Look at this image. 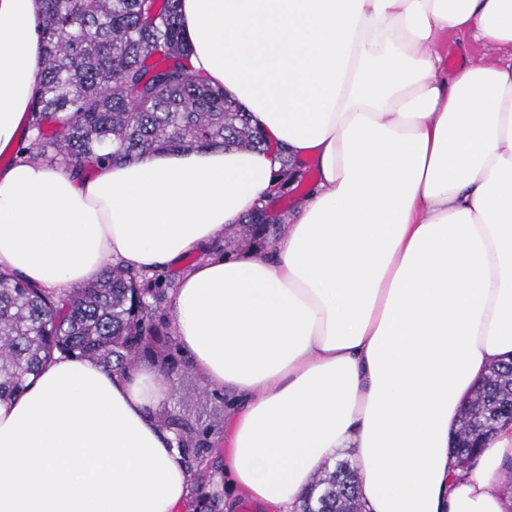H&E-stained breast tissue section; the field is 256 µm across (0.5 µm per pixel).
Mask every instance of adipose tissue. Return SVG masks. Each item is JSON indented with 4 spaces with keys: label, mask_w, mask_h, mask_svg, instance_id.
I'll use <instances>...</instances> for the list:
<instances>
[{
    "label": "adipose tissue",
    "mask_w": 512,
    "mask_h": 512,
    "mask_svg": "<svg viewBox=\"0 0 512 512\" xmlns=\"http://www.w3.org/2000/svg\"><path fill=\"white\" fill-rule=\"evenodd\" d=\"M42 0H0V153L43 79ZM197 73L318 181L266 255L215 254L174 290L175 335L236 411L232 488L297 512L352 449L366 512H507L512 425L450 454L512 358V59L449 67L448 31L512 50V0H180ZM274 150H160L94 176L0 167V269L45 289L155 270L266 200ZM170 381L56 358L0 404V512H173L190 494L150 407ZM476 401H481L486 412L488 407L499 410L503 415H507L509 409L512 412V359L488 368L462 405L466 407V415L474 416L479 412Z\"/></svg>",
    "instance_id": "adipose-tissue-1"
}]
</instances>
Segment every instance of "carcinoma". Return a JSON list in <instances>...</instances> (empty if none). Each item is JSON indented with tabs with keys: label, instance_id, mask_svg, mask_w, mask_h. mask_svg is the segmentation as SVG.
Returning a JSON list of instances; mask_svg holds the SVG:
<instances>
[{
	"label": "carcinoma",
	"instance_id": "1",
	"mask_svg": "<svg viewBox=\"0 0 512 512\" xmlns=\"http://www.w3.org/2000/svg\"><path fill=\"white\" fill-rule=\"evenodd\" d=\"M180 0H44L41 21L43 81L31 106V156L59 167L94 168L159 150L183 147L253 150L270 147L242 106L195 73L182 29ZM279 220L256 208L241 222L240 242L281 236ZM144 274L108 264L82 288L54 294L0 270V401L24 392L55 356L88 358L106 370L132 369L142 354L160 359V371H177L174 338L156 316L164 292L147 300ZM506 415L512 410V359L488 368L465 400ZM165 427L193 476L189 512H224L223 470L211 430L176 415ZM478 448L452 449L470 468ZM301 512H363L358 474L349 460L324 463Z\"/></svg>",
	"mask_w": 512,
	"mask_h": 512
}]
</instances>
